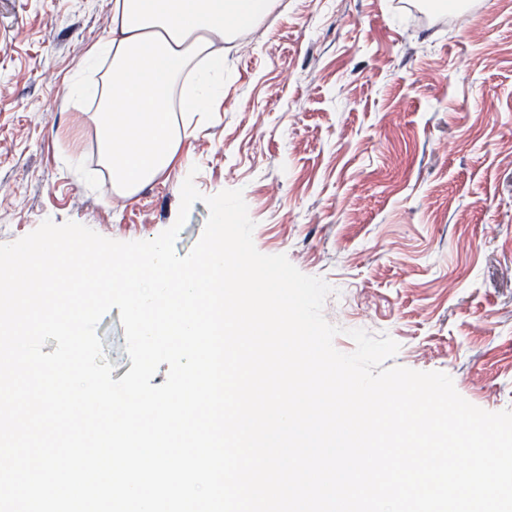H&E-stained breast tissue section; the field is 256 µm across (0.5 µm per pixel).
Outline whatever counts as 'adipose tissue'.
<instances>
[{
  "mask_svg": "<svg viewBox=\"0 0 512 512\" xmlns=\"http://www.w3.org/2000/svg\"><path fill=\"white\" fill-rule=\"evenodd\" d=\"M272 0H112L111 36L92 57L109 58L101 83L71 82L70 94L93 98L102 159L112 189L129 199L174 160L181 142L173 102L204 112L224 94L230 38Z\"/></svg>",
  "mask_w": 512,
  "mask_h": 512,
  "instance_id": "1",
  "label": "adipose tissue"
}]
</instances>
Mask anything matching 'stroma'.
I'll return each mask as SVG.
<instances>
[{
  "label": "stroma",
  "instance_id": "35a3bbf8",
  "mask_svg": "<svg viewBox=\"0 0 512 512\" xmlns=\"http://www.w3.org/2000/svg\"><path fill=\"white\" fill-rule=\"evenodd\" d=\"M112 0H0V244L44 220L151 240L192 204L175 251L242 189L253 241L333 289L323 314L386 334L391 365L451 376L489 412L512 410V0L454 26L399 0H277L224 48V95L187 126L175 164L113 193L89 111L67 80L108 39ZM130 369L119 309L97 327Z\"/></svg>",
  "mask_w": 512,
  "mask_h": 512
}]
</instances>
